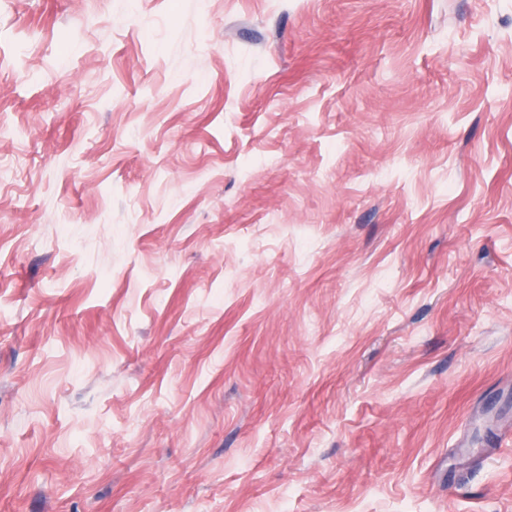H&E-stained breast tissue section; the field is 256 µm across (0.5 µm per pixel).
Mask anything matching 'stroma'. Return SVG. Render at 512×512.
<instances>
[{
  "label": "stroma",
  "mask_w": 512,
  "mask_h": 512,
  "mask_svg": "<svg viewBox=\"0 0 512 512\" xmlns=\"http://www.w3.org/2000/svg\"><path fill=\"white\" fill-rule=\"evenodd\" d=\"M512 0H0V512H512Z\"/></svg>",
  "instance_id": "obj_1"
}]
</instances>
